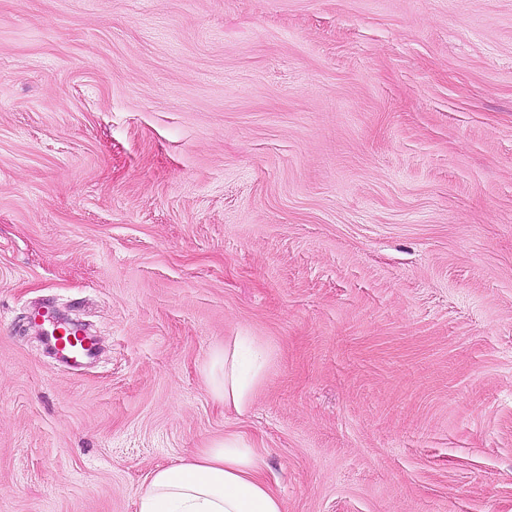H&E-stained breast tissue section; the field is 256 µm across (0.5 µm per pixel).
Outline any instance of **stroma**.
I'll use <instances>...</instances> for the list:
<instances>
[{
  "mask_svg": "<svg viewBox=\"0 0 512 512\" xmlns=\"http://www.w3.org/2000/svg\"><path fill=\"white\" fill-rule=\"evenodd\" d=\"M228 433L284 512H512V0H0V512ZM41 319L50 332L52 343L63 354L76 358L79 362L89 358L92 355L94 345L89 338L82 336L79 329L63 330L57 328L53 317L48 312L37 311L34 313V320ZM265 353L253 345L250 336H235L232 346L211 353L205 368L213 395L237 413L252 403L255 384L264 368Z\"/></svg>",
  "mask_w": 512,
  "mask_h": 512,
  "instance_id": "35a3bbf8",
  "label": "stroma"
}]
</instances>
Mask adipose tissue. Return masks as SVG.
Instances as JSON below:
<instances>
[{
  "label": "adipose tissue",
  "instance_id": "adipose-tissue-1",
  "mask_svg": "<svg viewBox=\"0 0 512 512\" xmlns=\"http://www.w3.org/2000/svg\"><path fill=\"white\" fill-rule=\"evenodd\" d=\"M265 353L250 337L211 353L205 368L213 395L245 412L264 368ZM261 461L242 436L230 434L196 455L152 471L137 497V512H284L262 478Z\"/></svg>",
  "mask_w": 512,
  "mask_h": 512
}]
</instances>
